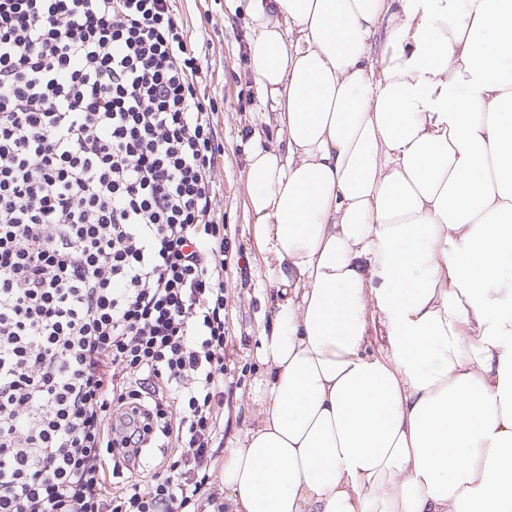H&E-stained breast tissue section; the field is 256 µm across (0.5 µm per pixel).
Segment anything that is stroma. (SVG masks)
Instances as JSON below:
<instances>
[{
	"label": "stroma",
	"mask_w": 512,
	"mask_h": 512,
	"mask_svg": "<svg viewBox=\"0 0 512 512\" xmlns=\"http://www.w3.org/2000/svg\"><path fill=\"white\" fill-rule=\"evenodd\" d=\"M202 66L198 90L212 107L211 120L224 143L213 192L230 249L224 269V303L230 336L225 362L234 382L224 391L220 426L232 440L254 422L252 395L260 336L273 318L275 290L255 248L245 209V157L254 139L277 145L273 114L260 101L245 48L252 36L251 0H176Z\"/></svg>",
	"instance_id": "obj_1"
}]
</instances>
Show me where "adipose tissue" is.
<instances>
[{
	"instance_id": "obj_1",
	"label": "adipose tissue",
	"mask_w": 512,
	"mask_h": 512,
	"mask_svg": "<svg viewBox=\"0 0 512 512\" xmlns=\"http://www.w3.org/2000/svg\"><path fill=\"white\" fill-rule=\"evenodd\" d=\"M278 294L226 512H512V0H254Z\"/></svg>"
}]
</instances>
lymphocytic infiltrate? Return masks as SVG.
I'll use <instances>...</instances> for the list:
<instances>
[{
    "instance_id": "f902f5d3",
    "label": "lymphocytic infiltrate",
    "mask_w": 512,
    "mask_h": 512,
    "mask_svg": "<svg viewBox=\"0 0 512 512\" xmlns=\"http://www.w3.org/2000/svg\"><path fill=\"white\" fill-rule=\"evenodd\" d=\"M174 3L0 0V512H224V147Z\"/></svg>"
}]
</instances>
